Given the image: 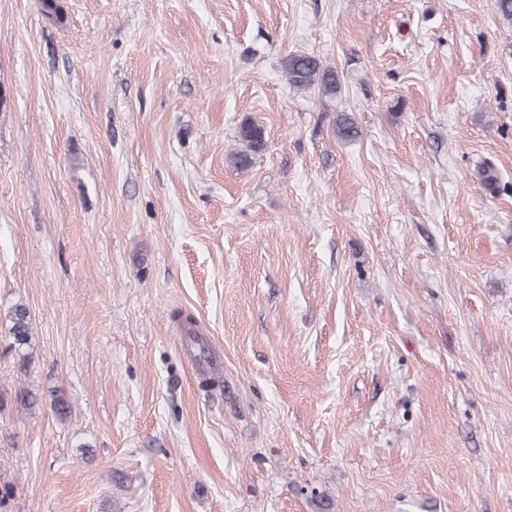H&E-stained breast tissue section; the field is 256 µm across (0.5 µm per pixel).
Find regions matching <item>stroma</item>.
<instances>
[{
	"label": "stroma",
	"mask_w": 512,
	"mask_h": 512,
	"mask_svg": "<svg viewBox=\"0 0 512 512\" xmlns=\"http://www.w3.org/2000/svg\"><path fill=\"white\" fill-rule=\"evenodd\" d=\"M60 3L0 0V512H512L494 0ZM291 53L341 94L293 89ZM246 119L265 146L239 170ZM22 385L70 417L18 413ZM283 72L289 85L299 89L318 91L328 97H335L342 91L336 69L314 54H288L283 61ZM9 333L13 339V346H16L18 349L23 346H30L33 337L32 323L28 310L24 305L15 306L11 316Z\"/></svg>",
	"instance_id": "1"
}]
</instances>
